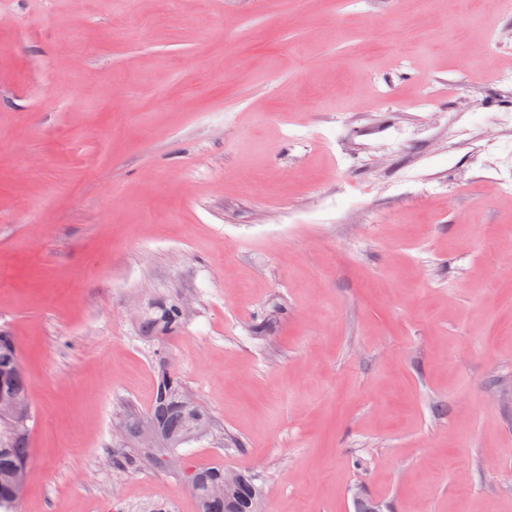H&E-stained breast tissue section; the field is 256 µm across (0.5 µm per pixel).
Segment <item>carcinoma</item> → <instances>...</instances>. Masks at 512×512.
Masks as SVG:
<instances>
[{
    "instance_id": "obj_1",
    "label": "carcinoma",
    "mask_w": 512,
    "mask_h": 512,
    "mask_svg": "<svg viewBox=\"0 0 512 512\" xmlns=\"http://www.w3.org/2000/svg\"><path fill=\"white\" fill-rule=\"evenodd\" d=\"M184 306L172 301L157 307L156 315L145 320V327L151 331L172 333L184 321ZM19 360V354L11 336L0 330V360ZM0 389L19 396H28L26 381L21 365L0 370ZM185 388L181 379L165 362H160L147 415L125 425V432L137 439L144 430L156 432L163 441V448L169 453L200 439L199 423L194 411L185 400ZM33 412H28L27 422L16 424L0 423V512H15L17 501L12 494L11 477L18 468L28 461V422ZM192 492L198 502V512H256L259 489L249 476L241 472L239 479L222 497L210 494L211 485L224 479V467L211 466L193 470Z\"/></svg>"
}]
</instances>
